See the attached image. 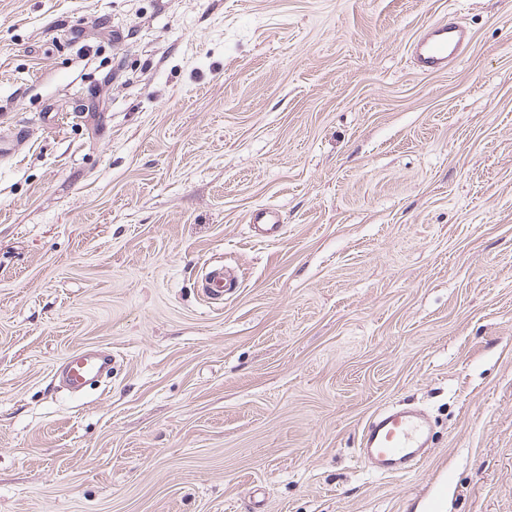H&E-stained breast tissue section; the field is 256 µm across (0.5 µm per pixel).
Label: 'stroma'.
I'll return each mask as SVG.
<instances>
[{
  "mask_svg": "<svg viewBox=\"0 0 512 512\" xmlns=\"http://www.w3.org/2000/svg\"><path fill=\"white\" fill-rule=\"evenodd\" d=\"M2 136L0 512H512V0H0ZM469 42L467 27L457 18L448 16L416 37L409 48L416 69L423 74H432L447 70ZM253 226L258 235L264 238H274L278 235L281 224L276 212L268 209H258L252 218ZM112 364V354L92 347H85L70 355L62 370L65 387L71 392L83 390L94 378L107 373ZM429 424L410 408L379 410L365 426L358 456L381 476L409 473L428 460Z\"/></svg>",
  "mask_w": 512,
  "mask_h": 512,
  "instance_id": "obj_1",
  "label": "stroma"
}]
</instances>
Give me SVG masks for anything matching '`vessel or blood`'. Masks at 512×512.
<instances>
[{
  "instance_id": "b4317fda",
  "label": "vessel or blood",
  "mask_w": 512,
  "mask_h": 512,
  "mask_svg": "<svg viewBox=\"0 0 512 512\" xmlns=\"http://www.w3.org/2000/svg\"><path fill=\"white\" fill-rule=\"evenodd\" d=\"M470 42L467 27L457 18L442 19L416 37L410 53L416 69L424 74L447 70ZM258 234L276 237L281 229L276 212L263 208L252 218ZM111 354L86 347L70 355L62 370L68 390H83L94 378L110 370ZM429 424L423 414L410 408L379 410L365 426L358 448L361 461L381 476L409 473L428 459Z\"/></svg>"
}]
</instances>
